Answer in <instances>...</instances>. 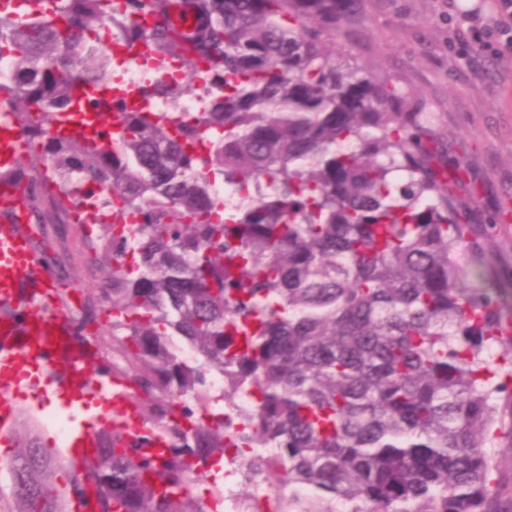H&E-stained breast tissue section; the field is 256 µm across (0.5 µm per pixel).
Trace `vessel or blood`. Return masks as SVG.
<instances>
[{
	"mask_svg": "<svg viewBox=\"0 0 512 512\" xmlns=\"http://www.w3.org/2000/svg\"><path fill=\"white\" fill-rule=\"evenodd\" d=\"M23 130L9 118L8 101L0 98V172L15 170L28 151ZM27 201L16 187L0 182V438L9 439L15 430L12 399L20 376L40 369L45 385L76 395L94 371L83 349L68 340L66 310L46 307L43 302L50 285L41 274L30 246L32 231L27 225ZM93 433L70 436L69 455L64 464L73 480L84 481L82 460L96 447Z\"/></svg>",
	"mask_w": 512,
	"mask_h": 512,
	"instance_id": "b4317fda",
	"label": "vessel or blood"
}]
</instances>
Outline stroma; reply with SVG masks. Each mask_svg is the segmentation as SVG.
<instances>
[{
	"label": "stroma",
	"instance_id": "stroma-1",
	"mask_svg": "<svg viewBox=\"0 0 512 512\" xmlns=\"http://www.w3.org/2000/svg\"><path fill=\"white\" fill-rule=\"evenodd\" d=\"M462 8L461 0H364L349 45L359 63L409 95L444 151L465 160L477 219L491 226L485 260L512 289V60L490 58L476 47L456 54L448 16ZM34 246L64 256L68 275L60 289L72 305L96 294L101 275L77 225H36ZM17 406L47 419L38 430L47 446L61 445L51 420L71 431L83 428L65 400L40 385L21 393Z\"/></svg>",
	"mask_w": 512,
	"mask_h": 512
}]
</instances>
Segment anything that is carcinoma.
<instances>
[{"label": "carcinoma", "mask_w": 512, "mask_h": 512, "mask_svg": "<svg viewBox=\"0 0 512 512\" xmlns=\"http://www.w3.org/2000/svg\"><path fill=\"white\" fill-rule=\"evenodd\" d=\"M0 9V84L42 150L21 163L35 224L68 223L82 189L112 207L96 298L70 309V335L104 373L130 381L144 432H96L85 483L26 430L5 461L10 512H209L198 464L229 448H272L288 482L334 512H512V467L489 448L512 434V304L484 266L465 280L455 245L479 253L464 167L434 147L408 97L354 62L340 38L363 0H186L197 26L149 32L173 0H41ZM150 38L163 65L148 115L116 101V131L60 139L74 83L113 87L104 28ZM187 95L201 99L191 116ZM236 189L224 203L213 184ZM55 280L60 254L40 256ZM109 318L107 333L89 327ZM195 353L187 363L181 349ZM213 374L254 403L231 435L211 408Z\"/></svg>", "instance_id": "cac0c4a2"}]
</instances>
